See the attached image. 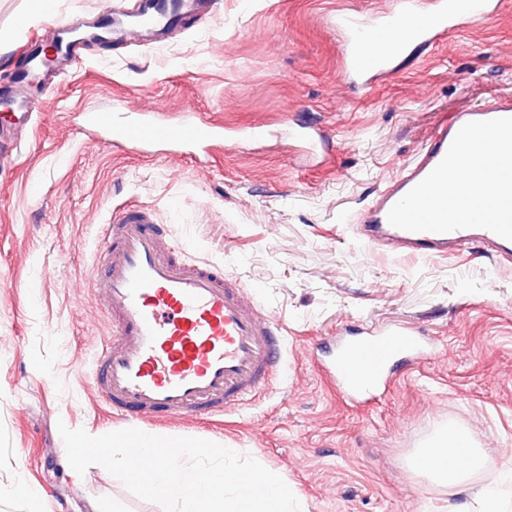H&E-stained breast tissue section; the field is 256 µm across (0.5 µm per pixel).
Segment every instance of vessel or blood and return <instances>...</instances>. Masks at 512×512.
Here are the masks:
<instances>
[{
    "instance_id": "b4317fda",
    "label": "vessel or blood",
    "mask_w": 512,
    "mask_h": 512,
    "mask_svg": "<svg viewBox=\"0 0 512 512\" xmlns=\"http://www.w3.org/2000/svg\"><path fill=\"white\" fill-rule=\"evenodd\" d=\"M208 6V0H112L101 22L114 41L154 47L180 13L202 18ZM499 9L500 0H395L393 8L371 16L338 12L332 23L344 36L348 80L367 92L405 49L491 20ZM56 29L67 37L63 69L77 68L84 17H62ZM40 106L29 99L10 113L16 135L7 154L17 153L20 134ZM82 120L85 133L106 134L113 146L129 149L165 146L187 154L224 135L191 106L167 114L91 105ZM466 182L487 185L493 205L467 213L450 208L449 196ZM358 227L368 243L421 257L455 255L475 241L512 255V100L440 123L427 149L359 216ZM166 236V225L143 205L116 211L103 230L109 250L95 286L112 336L96 356L97 394L126 420L230 413L267 389L283 365L282 324L262 312L223 264L187 261L178 248H164ZM431 348L419 329L387 322L365 336L336 340L322 370L342 398L367 400Z\"/></svg>"
}]
</instances>
